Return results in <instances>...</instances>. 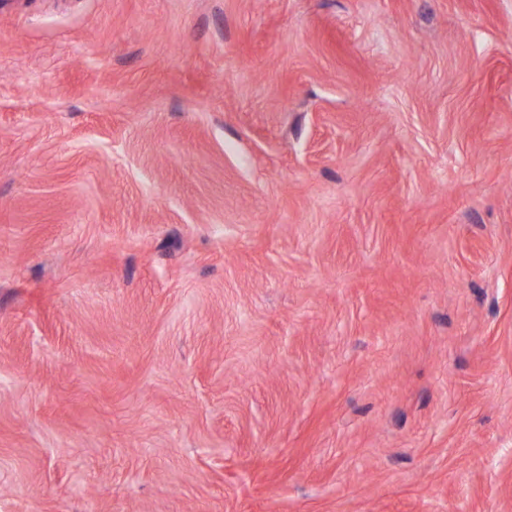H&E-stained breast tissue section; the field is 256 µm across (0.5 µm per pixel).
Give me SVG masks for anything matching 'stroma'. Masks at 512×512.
<instances>
[{"mask_svg":"<svg viewBox=\"0 0 512 512\" xmlns=\"http://www.w3.org/2000/svg\"><path fill=\"white\" fill-rule=\"evenodd\" d=\"M0 512H512V0H5Z\"/></svg>","mask_w":512,"mask_h":512,"instance_id":"stroma-1","label":"stroma"}]
</instances>
